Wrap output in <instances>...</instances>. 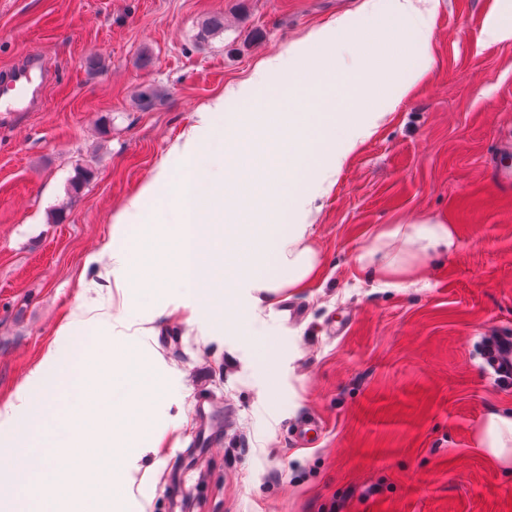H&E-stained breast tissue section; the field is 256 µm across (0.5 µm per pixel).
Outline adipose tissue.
<instances>
[{
	"label": "adipose tissue",
	"instance_id": "obj_1",
	"mask_svg": "<svg viewBox=\"0 0 512 512\" xmlns=\"http://www.w3.org/2000/svg\"><path fill=\"white\" fill-rule=\"evenodd\" d=\"M368 16L351 15L311 33L264 61L248 81L201 107L170 149L169 161L112 218L102 251L118 287L148 298L183 283L202 294L217 320L240 335L241 283L255 289L254 310L272 295L309 287L320 275L309 223L314 201L349 156L421 79L379 69L374 77L336 72L323 51L366 31ZM277 79L283 90L250 109L255 89ZM458 247L453 225L433 219L389 224L361 247L357 261L378 282L400 286L426 258ZM479 444L501 463L512 458V415L489 412Z\"/></svg>",
	"mask_w": 512,
	"mask_h": 512
}]
</instances>
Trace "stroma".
<instances>
[{
	"mask_svg": "<svg viewBox=\"0 0 512 512\" xmlns=\"http://www.w3.org/2000/svg\"><path fill=\"white\" fill-rule=\"evenodd\" d=\"M425 9L432 47L416 54L386 0H0V81L33 49L53 72L29 111L0 112V408L48 348L74 354L62 324L85 310L108 320L111 343L137 349L163 384L115 512H171L201 396L232 409V430L223 456L198 454L208 479L183 512H262L269 498L278 512H512V468L478 445L490 410L512 413V386L482 361L485 336L512 332V196L491 176L512 169V40L486 29L512 0ZM348 13L382 16L367 69L397 47L423 77L318 198V280L277 294L246 338L195 290L144 304L101 277L91 256L113 215L197 109ZM214 15L224 28L206 32ZM147 86L163 98L144 111ZM422 218L454 225L457 250L379 286L358 250L379 225ZM309 411L325 433L302 449L291 431Z\"/></svg>",
	"mask_w": 512,
	"mask_h": 512,
	"instance_id": "35a3bbf8",
	"label": "stroma"
}]
</instances>
